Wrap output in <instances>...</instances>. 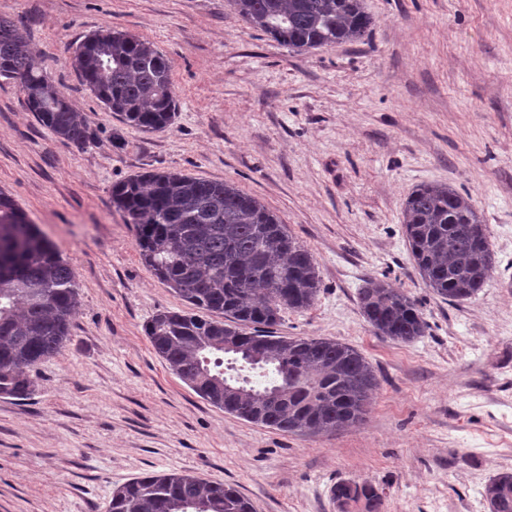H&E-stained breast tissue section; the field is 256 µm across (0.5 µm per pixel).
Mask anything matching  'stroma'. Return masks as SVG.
I'll use <instances>...</instances> for the list:
<instances>
[{"mask_svg": "<svg viewBox=\"0 0 512 512\" xmlns=\"http://www.w3.org/2000/svg\"><path fill=\"white\" fill-rule=\"evenodd\" d=\"M357 43L294 52L229 0H0L91 139L60 140L0 79V190L74 269L70 336L0 397V512H107L148 473L235 486L256 512H338L341 479L384 491L382 512H488L512 471V0H364ZM113 28L169 59L173 124H123L72 65ZM150 170L227 181L257 197L315 256L320 293L278 335L357 348L379 387L366 422L306 438L231 415L182 383L145 325L187 304L144 265L112 187ZM427 182L470 196L496 264L472 299L422 283L401 213ZM377 277L416 300L425 336H376L357 294ZM489 512H512V472H501L485 489Z\"/></svg>", "mask_w": 512, "mask_h": 512, "instance_id": "obj_1", "label": "stroma"}]
</instances>
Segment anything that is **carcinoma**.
<instances>
[{
    "instance_id": "obj_1",
    "label": "carcinoma",
    "mask_w": 512,
    "mask_h": 512,
    "mask_svg": "<svg viewBox=\"0 0 512 512\" xmlns=\"http://www.w3.org/2000/svg\"><path fill=\"white\" fill-rule=\"evenodd\" d=\"M247 25L293 51L355 42L371 32L363 0H231ZM73 62L82 83L113 114L145 132L167 129L178 111L168 58L119 30L87 35ZM0 78L12 81L38 121L80 145L90 137L40 68L30 41L0 18ZM112 203L134 225L140 257L195 313L160 311L146 324L154 352L194 392L246 422L301 436L362 425L378 386L354 347L325 338L274 335L284 311H304L320 292L313 253L257 197L231 183L148 171L112 187ZM403 224L425 285L460 303L478 294L495 265L487 225L470 197L423 183L408 195ZM378 336L410 343L428 323L417 303L380 279L358 292ZM78 308L76 274L56 247L0 191V396L24 399L30 372L60 353ZM227 385L204 373V358ZM341 512H381L379 488L341 480L330 489ZM489 512H512V472L485 489ZM255 512L237 489L191 473L137 477L112 493L107 512Z\"/></svg>"
}]
</instances>
